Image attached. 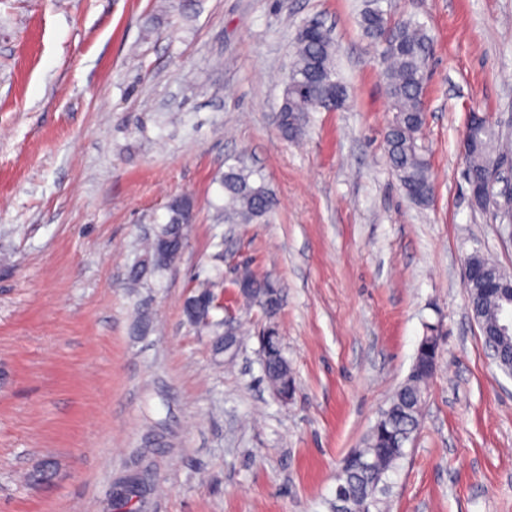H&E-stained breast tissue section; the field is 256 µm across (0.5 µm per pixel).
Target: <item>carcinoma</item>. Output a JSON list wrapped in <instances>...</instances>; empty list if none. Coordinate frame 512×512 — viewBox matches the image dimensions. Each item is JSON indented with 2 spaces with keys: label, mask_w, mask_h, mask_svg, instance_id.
<instances>
[{
  "label": "carcinoma",
  "mask_w": 512,
  "mask_h": 512,
  "mask_svg": "<svg viewBox=\"0 0 512 512\" xmlns=\"http://www.w3.org/2000/svg\"><path fill=\"white\" fill-rule=\"evenodd\" d=\"M361 25L376 48L388 111L392 112L385 133V143L392 171L408 197L419 205H427L434 196V183L426 149L420 143L425 122V85L430 40L424 29L408 21H392L379 7L367 6L361 15ZM312 25L300 27L296 33L288 81L279 110L278 127L286 138L296 137L300 129L297 115L319 109L323 84L335 83L342 93L346 86L339 76L335 61V45L326 29L321 34H310ZM503 134L499 127L485 118L468 124L464 130L462 155L465 173L471 180H479L491 168L508 156L503 149ZM224 190V223L261 224L267 222L276 206L271 190L260 171L242 163L230 165L220 177ZM192 206L186 197H177L169 205L168 222L157 227L146 245L147 265L131 272L134 280L143 277L146 270L160 272L176 258L183 245V227L193 220L188 213ZM248 281L249 292L245 302L255 305L267 317L275 316L281 300V291L269 288V281L258 277L248 266L242 270ZM470 303L483 313L485 322L493 324L498 316V301L478 292V286L466 287ZM186 320L210 336L214 355H222L224 323L209 320L195 324L194 317ZM263 374L267 383L278 394L288 397L294 388V376L288 359L283 355L279 336L262 341ZM440 357L438 336L422 338L411 369L395 392L385 414L378 417L362 448L351 451L342 465L345 487L351 495L354 512H363L366 501L376 500L375 512H382V491L366 472L358 469L354 460L371 457L381 472V480L394 483L401 462L406 459L399 444L412 440L420 427V410L427 388Z\"/></svg>",
  "instance_id": "cac0c4a2"
}]
</instances>
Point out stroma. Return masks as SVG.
Returning <instances> with one entry per match:
<instances>
[{
	"label": "stroma",
	"instance_id": "obj_1",
	"mask_svg": "<svg viewBox=\"0 0 512 512\" xmlns=\"http://www.w3.org/2000/svg\"><path fill=\"white\" fill-rule=\"evenodd\" d=\"M362 7L0 0V512H329L431 329L439 366L387 512H512V378L463 283L477 249L512 273V226L472 206L460 154L470 112L512 136V0L380 2L431 39L426 207L387 160ZM313 21L347 100L286 139L292 41ZM236 159L273 191L269 223L217 212ZM180 196L179 259L131 282ZM243 262L281 287L274 320L236 301ZM204 280L242 326L230 364L183 315ZM270 323L285 400L262 371Z\"/></svg>",
	"mask_w": 512,
	"mask_h": 512
}]
</instances>
